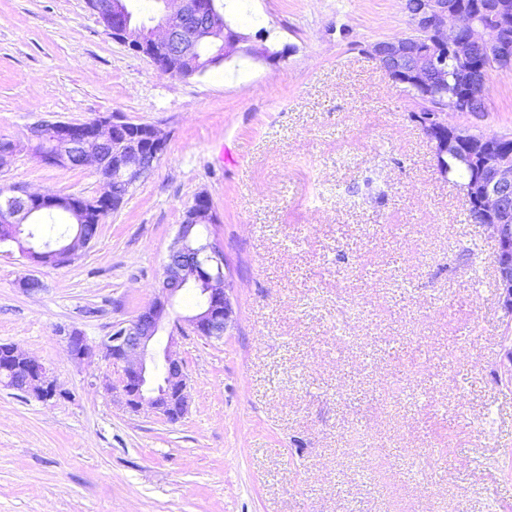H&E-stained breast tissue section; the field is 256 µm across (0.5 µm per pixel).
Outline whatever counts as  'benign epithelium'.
I'll use <instances>...</instances> for the list:
<instances>
[{"label":"benign epithelium","mask_w":512,"mask_h":512,"mask_svg":"<svg viewBox=\"0 0 512 512\" xmlns=\"http://www.w3.org/2000/svg\"><path fill=\"white\" fill-rule=\"evenodd\" d=\"M112 39L148 58L160 71L174 77L203 74L238 54L257 60L284 58V51L250 45V37L226 21L216 0H162L155 18L145 26L131 25L127 0H90ZM411 32L404 37L377 41L365 52L394 82L424 88L442 84L448 78V61L467 71L477 54L495 58L496 70L512 72V15L485 19L476 10L451 6L448 0H403ZM424 43L426 47L416 48ZM427 111L412 113L432 145L437 163L448 146L464 143L482 152L479 174L469 192L480 212L493 219L489 225L496 243L499 302L512 313V157L493 150L496 137H475L467 127L448 125V114L457 112L448 102L426 103ZM27 148L47 167H68L73 156L79 166L92 165L108 171L105 190L93 198L63 197L51 193H29L13 186L0 193V225L9 234L5 242L19 244L20 254L36 265L71 261L86 249L94 236L81 232L53 246H36L24 233L34 216L54 208L82 217L86 213H110L121 194L147 178L167 151V137L155 126L136 123L112 113L85 121L40 120L28 128ZM214 223L208 194L198 193L184 211V223L163 265L160 291L133 319L112 325V332L100 345L89 343L79 331L64 336L68 352L80 364L99 358L120 372L118 384L103 382L105 390L119 394L130 411H151L171 423L180 421L188 410L187 375L175 350L176 337L191 332L207 338H222L230 329L233 306L224 245L210 235L204 237L199 225ZM195 288L201 302L195 313L171 318L179 292ZM167 332L161 347L158 338ZM7 362L19 366L21 390L40 401L65 396L56 379L42 362L14 344L0 346Z\"/></svg>","instance_id":"7a95c632"}]
</instances>
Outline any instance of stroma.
<instances>
[{
	"label": "stroma",
	"mask_w": 512,
	"mask_h": 512,
	"mask_svg": "<svg viewBox=\"0 0 512 512\" xmlns=\"http://www.w3.org/2000/svg\"><path fill=\"white\" fill-rule=\"evenodd\" d=\"M228 0L285 52L188 79L106 33L86 0H0V139L119 113L169 136L155 170L61 266L0 252V343L67 398L0 384V512H512V315L495 243L440 175L413 103L366 53L410 34L402 0ZM450 123L512 136V74ZM91 198L89 167L27 155L0 186ZM207 193L235 323L179 338L189 408L128 412L106 363L71 359L156 295L183 212ZM43 284L28 294L29 276ZM360 306V315L344 311ZM6 362H15L21 370L23 385L21 390L40 401H51L65 397L56 379L42 362L27 352L20 351L14 344L0 346Z\"/></svg>",
	"instance_id": "35a3bbf8"
}]
</instances>
